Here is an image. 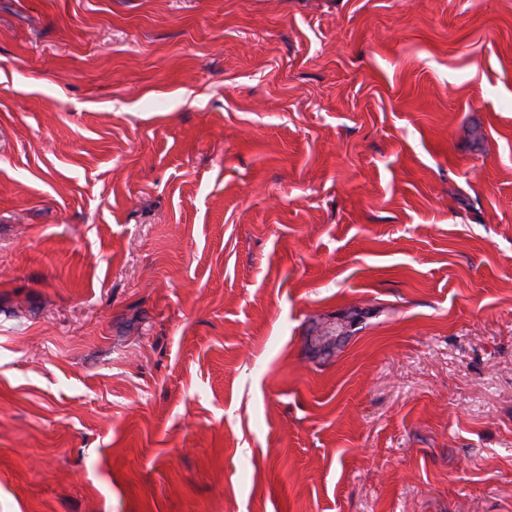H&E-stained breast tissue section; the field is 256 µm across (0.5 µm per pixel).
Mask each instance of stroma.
<instances>
[{"mask_svg":"<svg viewBox=\"0 0 512 512\" xmlns=\"http://www.w3.org/2000/svg\"><path fill=\"white\" fill-rule=\"evenodd\" d=\"M0 512H512V0H0Z\"/></svg>","mask_w":512,"mask_h":512,"instance_id":"35a3bbf8","label":"stroma"}]
</instances>
